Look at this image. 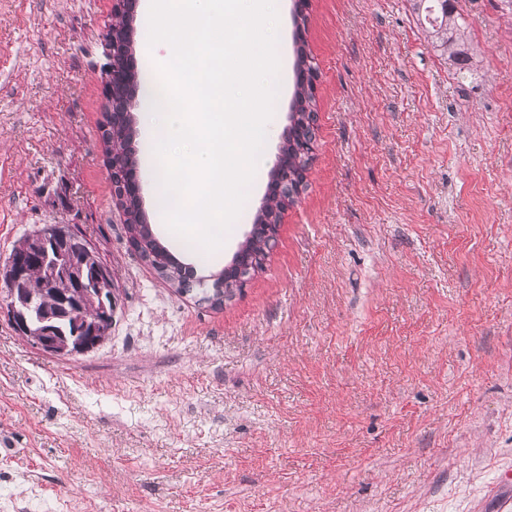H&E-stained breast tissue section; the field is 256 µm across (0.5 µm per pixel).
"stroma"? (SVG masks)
Masks as SVG:
<instances>
[{"label":"stroma","mask_w":512,"mask_h":512,"mask_svg":"<svg viewBox=\"0 0 512 512\" xmlns=\"http://www.w3.org/2000/svg\"><path fill=\"white\" fill-rule=\"evenodd\" d=\"M311 0L317 146L263 272L223 306L130 250L100 122L112 0H0V259L78 227L112 335L39 350L0 312V512H495L512 497V0ZM292 0L265 147L294 85ZM257 170L217 272L252 227ZM448 1V8L445 2ZM413 13L418 19L424 13V20L429 25L425 29L428 40L435 50L447 54L449 60L459 65L462 70L471 61L473 54L465 50L464 42L460 39V17L454 14L449 0H412ZM463 47V48H461Z\"/></svg>","instance_id":"obj_1"}]
</instances>
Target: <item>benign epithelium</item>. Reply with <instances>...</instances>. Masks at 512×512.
Instances as JSON below:
<instances>
[{
	"label": "benign epithelium",
	"instance_id": "obj_1",
	"mask_svg": "<svg viewBox=\"0 0 512 512\" xmlns=\"http://www.w3.org/2000/svg\"><path fill=\"white\" fill-rule=\"evenodd\" d=\"M138 0H112V25L106 27L105 45L108 62L104 73V94L123 88L138 70L134 51V14ZM119 169L112 162V197L126 224L128 245L139 251V236L133 225L140 215L131 212L125 200H142L140 167L135 166L128 180L115 175ZM91 256L88 241L76 230L58 226L52 231L36 230L17 245L10 260L0 268V309H7L17 333L46 353L61 357H76L91 353L103 345L112 331L117 310V288L110 270L96 264L86 275L76 270L77 264H86ZM39 264L41 277L54 279L57 275L71 276L69 287L60 289L40 312V328L33 330L31 316L33 297L16 288L30 278L32 266ZM73 320L74 330L67 336L60 328L63 321Z\"/></svg>",
	"mask_w": 512,
	"mask_h": 512
}]
</instances>
